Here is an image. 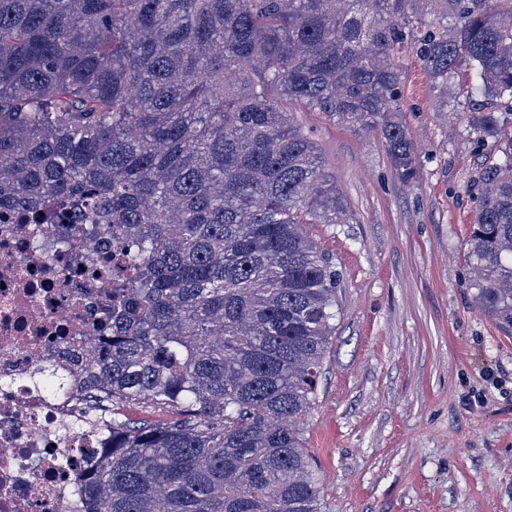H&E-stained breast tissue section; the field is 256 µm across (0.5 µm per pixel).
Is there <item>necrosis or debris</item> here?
<instances>
[{"label":"necrosis or debris","instance_id":"4bbe7bcc","mask_svg":"<svg viewBox=\"0 0 512 512\" xmlns=\"http://www.w3.org/2000/svg\"><path fill=\"white\" fill-rule=\"evenodd\" d=\"M60 230L0 211V512H80L77 479L112 442L111 410L44 373L96 346L112 298L111 241Z\"/></svg>","mask_w":512,"mask_h":512}]
</instances>
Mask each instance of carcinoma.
<instances>
[{
    "mask_svg": "<svg viewBox=\"0 0 512 512\" xmlns=\"http://www.w3.org/2000/svg\"><path fill=\"white\" fill-rule=\"evenodd\" d=\"M0 0V209L112 239V332L78 374L130 422L78 480L86 512H321L304 423L336 334L338 274L305 224L348 203L286 106L418 168L402 54L478 82L467 264L512 331V0ZM120 412L132 421H144L155 424L169 422L177 417L175 411L162 405H150L141 401H127L119 405Z\"/></svg>",
    "mask_w": 512,
    "mask_h": 512,
    "instance_id": "obj_1",
    "label": "carcinoma"
}]
</instances>
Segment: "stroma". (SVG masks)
Masks as SVG:
<instances>
[{
    "label": "stroma",
    "mask_w": 512,
    "mask_h": 512,
    "mask_svg": "<svg viewBox=\"0 0 512 512\" xmlns=\"http://www.w3.org/2000/svg\"><path fill=\"white\" fill-rule=\"evenodd\" d=\"M401 65L410 184L378 135L293 112L350 206L305 227L339 275L305 434L321 512H512V335L478 309L466 264L484 158L459 85L440 110L415 54Z\"/></svg>",
    "instance_id": "stroma-1"
}]
</instances>
